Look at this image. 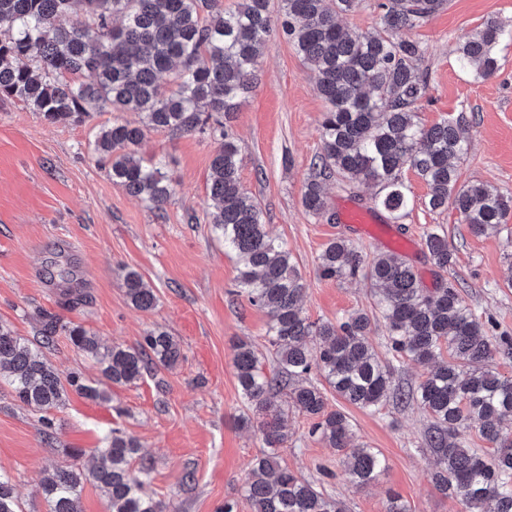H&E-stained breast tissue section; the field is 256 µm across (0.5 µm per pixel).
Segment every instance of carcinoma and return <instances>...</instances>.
Here are the masks:
<instances>
[{"label":"carcinoma","mask_w":512,"mask_h":512,"mask_svg":"<svg viewBox=\"0 0 512 512\" xmlns=\"http://www.w3.org/2000/svg\"><path fill=\"white\" fill-rule=\"evenodd\" d=\"M444 3L383 0L379 26L351 32L337 17L357 0H281L275 17L268 0H239L229 11L221 0H0V98H18L52 124L83 123L95 112L137 113V124L100 127L94 146L112 181L150 208L162 210L173 188L161 164L134 160L146 132L210 130L224 138L210 162L209 223L238 260L237 295L266 313L274 350L270 376L252 344L240 342L234 356L242 398L253 412L240 423L254 427L264 447L244 487L250 512H346L343 500L281 464L278 449L288 440L286 421L294 411L313 419L309 437L346 453L351 486L363 488L385 471L384 458L357 441L349 417L327 410L328 388L346 403L374 411L393 393L415 400L429 419L424 440L435 457L434 488L455 499L462 512H512V441L500 431L501 421L512 416V377L489 367L497 354L512 356V337L496 335L492 319L464 302L461 284L427 289L397 253L366 262L343 237L319 255V275L369 282L391 358L382 359L368 342L371 318L363 311L336 323L311 321L303 311L297 265L286 244L268 234L260 205L244 190L239 147L225 124L253 88L260 47L279 32L312 66L326 105L313 163L317 174L302 198L306 211L327 214L324 183L335 178L379 187L374 206L398 220L413 204L407 168L427 185L429 210L455 209L473 236L500 228L512 216V197L482 182L459 184L452 163L468 151L464 115L429 127L418 115L429 86L428 73L418 68L424 49L399 32L424 23ZM72 12L81 19L60 25ZM511 42L512 27L489 20L458 43L456 63L488 78L498 69L499 47ZM170 70L173 88L163 92L158 76ZM85 74L90 81L80 80ZM424 244L435 266L448 270V237L428 227ZM123 281L133 306L155 308L157 296L138 272L126 271ZM60 329L115 386L135 385L182 357L179 343L162 328L148 331L135 347L107 346L81 326L51 319L35 346L0 322V371L9 373L15 400L40 414L47 435L55 426L51 414L68 390L109 399L102 382L76 374L63 379L48 362L42 349ZM400 360L429 367L407 392L393 385L392 363ZM314 371L325 384L313 382ZM472 429L491 451L472 447ZM67 455L73 463L46 473L39 485L49 512H81L87 483L103 492L108 512H170L151 489V463L123 430L105 436L88 469L77 464L83 449ZM0 512H21L14 485L1 474Z\"/></svg>","instance_id":"carcinoma-1"}]
</instances>
